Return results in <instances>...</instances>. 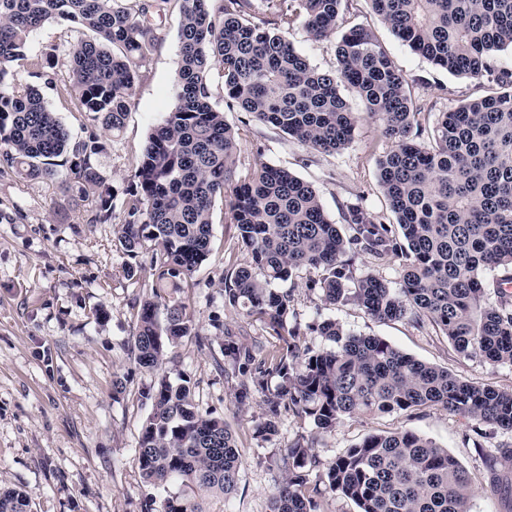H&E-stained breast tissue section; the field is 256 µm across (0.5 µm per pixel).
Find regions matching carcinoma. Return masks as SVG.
<instances>
[{"label": "carcinoma", "mask_w": 512, "mask_h": 512, "mask_svg": "<svg viewBox=\"0 0 512 512\" xmlns=\"http://www.w3.org/2000/svg\"><path fill=\"white\" fill-rule=\"evenodd\" d=\"M179 5L180 66L175 102L138 156L134 174L115 203L98 158L106 153L95 130L78 141L20 75L51 83L66 61L79 111L105 132L124 127L137 79L157 41L151 18ZM390 32L434 68L487 85L488 94L440 113L428 135L429 112L393 65L372 29L342 27L353 0H0V166L27 179L58 176L67 155L65 190L95 197L94 221L115 225L123 250L150 254L154 288L172 279L189 283L211 254L213 208L225 200L224 219L235 226L246 262L224 276V305L261 323L280 343L261 359L252 346L224 332L225 374L238 378L240 406L264 396L254 439L275 434L282 409L312 422L320 434L347 417L440 406L473 423L512 431V389L465 381L446 368L416 360L388 341L347 332L335 319L307 325L332 343L315 350L302 340L292 295L276 288L301 270L318 278L332 306L352 304L371 318L427 320L458 353L512 364V71L495 65L512 50V0H368ZM93 34L63 54L56 45L30 62V35L50 20ZM314 39L339 34L336 66L322 71L288 40L296 26ZM220 87L228 107L270 125L308 148L336 153L352 140L355 117L345 94L384 122L392 149L378 160V181L401 235L358 204L343 213L344 237L326 215L315 188L288 169L260 164L238 168L251 133L232 125L213 104ZM405 257L400 288L367 273L353 276L351 251ZM507 274L487 293L484 272ZM134 354L159 367L182 339L198 335L182 304L145 300L137 309ZM278 385L268 389V377ZM151 401L136 448L142 478L156 486L179 482L159 512H204L200 492L230 497L243 466L224 420L202 413L189 381L160 378L142 392ZM313 441L298 438L277 463L285 477L268 512H320L326 493L352 501L358 512H469L471 478L445 448L411 430L374 433L325 465H316ZM493 474L512 465V448H478ZM28 495L0 492V512H27Z\"/></svg>", "instance_id": "cac0c4a2"}]
</instances>
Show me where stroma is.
Here are the masks:
<instances>
[{
  "label": "stroma",
  "instance_id": "1",
  "mask_svg": "<svg viewBox=\"0 0 512 512\" xmlns=\"http://www.w3.org/2000/svg\"><path fill=\"white\" fill-rule=\"evenodd\" d=\"M347 25L363 24L376 34L393 64L413 81V91L432 105L425 117L479 97L478 81L432 67L379 21L368 0H358L345 16ZM178 8L160 22L143 76L137 81L122 131L110 139L100 159L112 190L122 194L131 180L132 157L142 152L149 134L173 107L179 68ZM70 74L59 67L52 85L42 86L48 106L72 139L85 137L92 122L76 110L69 96ZM446 88L436 95L434 86ZM347 103L356 117L352 141L328 154L307 148L278 129L252 122V134L237 164L266 163L287 168L318 191L329 218L343 236L352 231L343 220L346 205L357 204L388 225L389 211L378 182L376 160L391 142L379 117L365 112L356 96ZM224 202L213 210L211 254L195 272L194 287L162 291L160 304H184L199 336L173 348L159 369L139 366L133 352L134 314L152 296L148 254H140L137 273L127 276L130 260L118 244L114 227L97 224L93 199L71 200L61 179L30 180L0 174V491L29 493L30 512H146L150 502L182 494L180 484L146 483L135 462L142 425L151 404L140 393L160 375L171 381L187 378L199 409L222 418L234 434L244 465L231 498L202 496L205 512H267L270 496L282 480L275 459L280 449L302 436L314 438L317 460L311 479L324 464L372 433L414 431L448 450L469 472L473 483L470 512H512V497L490 491V476L478 466L468 438L470 422L440 407L412 412L343 419L333 432L316 435L312 423L291 413L281 415L277 432L256 441L253 432L264 409L262 396L238 407L236 381L216 365L224 329L243 330L245 342L269 348L277 336L261 323L243 324L241 315L224 304L223 279L245 260L236 245L233 225L224 221ZM296 277V321L308 325L338 320L352 333L381 337L424 363L448 368L459 377L499 388H512V365L467 358L454 351L430 322L405 318L378 321L356 306L325 305L319 291ZM122 390H115V383Z\"/></svg>",
  "mask_w": 512,
  "mask_h": 512
}]
</instances>
